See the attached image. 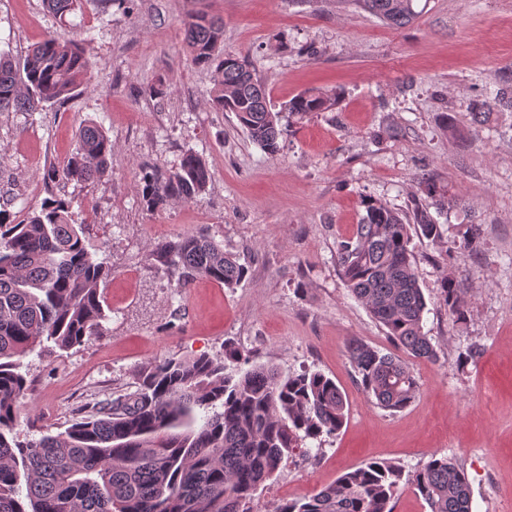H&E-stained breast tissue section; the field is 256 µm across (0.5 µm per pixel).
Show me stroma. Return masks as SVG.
Here are the masks:
<instances>
[{
  "label": "stroma",
  "instance_id": "stroma-1",
  "mask_svg": "<svg viewBox=\"0 0 512 512\" xmlns=\"http://www.w3.org/2000/svg\"><path fill=\"white\" fill-rule=\"evenodd\" d=\"M420 2L423 12L395 27L355 0H114L107 9L83 0L63 19L43 0H0V53L20 61L53 36L94 63L67 102L0 112V209L21 221L50 197L72 201L88 250L112 269L100 285L99 335L25 358L20 438L59 431L77 408L129 389L148 363L220 358L230 342L285 374L322 371L348 401L340 432L295 451L250 512L379 459L406 476L393 512H430L409 478L434 454L466 472L472 512H512V111L494 108L480 126L469 116L473 100L512 77V0ZM196 13L223 19L225 51L250 56L272 104L334 90L335 109L282 117L280 150L265 154L234 113L209 104L214 73L194 65L184 43L183 21ZM444 112L454 124L441 123ZM92 124L112 140L106 175L46 182ZM188 150L208 167L205 192L147 210L142 170L170 168ZM422 173L457 195L438 222L451 232L480 225L483 244L449 259L413 239L438 358H409L419 393L391 412L362 392L346 345L395 346L339 278L334 253L360 219L361 195L408 214ZM192 234L246 265L239 286L198 278L177 287L151 252ZM446 274L464 286L466 322L454 323L439 297Z\"/></svg>",
  "mask_w": 512,
  "mask_h": 512
}]
</instances>
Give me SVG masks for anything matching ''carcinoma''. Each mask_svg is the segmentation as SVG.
Segmentation results:
<instances>
[{
	"label": "carcinoma",
	"mask_w": 512,
	"mask_h": 512,
	"mask_svg": "<svg viewBox=\"0 0 512 512\" xmlns=\"http://www.w3.org/2000/svg\"><path fill=\"white\" fill-rule=\"evenodd\" d=\"M394 26L411 23L417 0H356ZM64 17L78 0H44ZM194 64L214 70L211 104L232 112L251 141L268 155L279 151L281 113L329 112L339 93L303 92L275 112L251 62L222 50L223 23L200 13L184 22ZM92 67L78 45L49 37L19 63L0 56V112H35L66 98ZM495 106L512 108V79L488 99L471 104L472 122L487 121ZM112 139L97 125L78 135L75 153L51 167L48 181L93 182L105 175ZM142 200L156 210L189 201L209 182L204 160L187 150L179 163L142 173ZM447 191L433 176L416 178L412 216L405 220L380 199L363 194V215L349 238L336 244V268L352 295L380 323L396 346L426 360L437 357L423 332L427 301L410 249L412 235L450 257L481 247V228L468 224L445 235L431 209L441 212ZM71 202L47 199L40 212L15 222L0 210V512H250L257 490L307 441L342 427L347 400L320 371L284 374L253 365L235 345L224 358H168L142 367L133 392L110 395L80 408L64 430L21 441L15 433L19 404L31 383L22 359L46 340L61 352L99 333L106 314L99 285L111 274L88 252L83 225ZM152 256L184 287L204 276L226 288L245 279L247 268L206 236L188 235L157 246ZM464 288L451 276L440 281V299L456 322L467 320ZM363 393L380 408L399 411L417 396L418 382L397 355L360 341L347 346ZM402 469L375 460L343 474L317 494L278 505L274 512H392ZM431 512H471L468 479L450 458L430 456L413 478Z\"/></svg>",
	"instance_id": "cac0c4a2"
}]
</instances>
